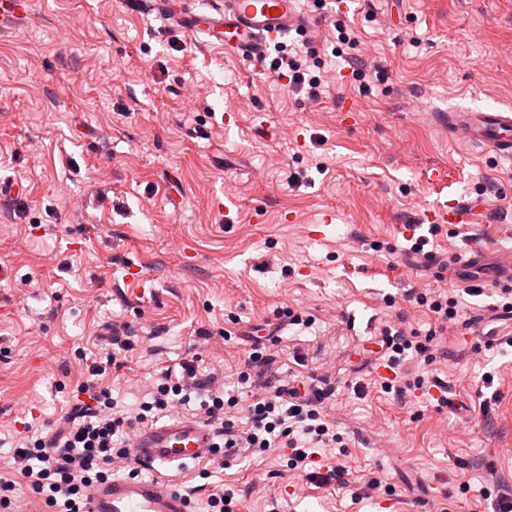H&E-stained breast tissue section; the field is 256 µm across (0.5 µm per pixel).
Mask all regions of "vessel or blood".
<instances>
[{"mask_svg": "<svg viewBox=\"0 0 512 512\" xmlns=\"http://www.w3.org/2000/svg\"><path fill=\"white\" fill-rule=\"evenodd\" d=\"M149 7L188 36L224 48L250 61L266 47L306 26L299 0H149ZM449 129L499 158L512 159V110H457L448 114ZM485 211L483 200L456 201L426 216L430 224H469ZM450 282L512 286V252L472 246L456 253L448 269ZM215 434L202 421L176 417L142 428L132 455L149 469L146 477H113L95 487L87 512H191L188 495L173 489L175 478L190 466L208 461Z\"/></svg>", "mask_w": 512, "mask_h": 512, "instance_id": "1", "label": "vessel or blood"}]
</instances>
